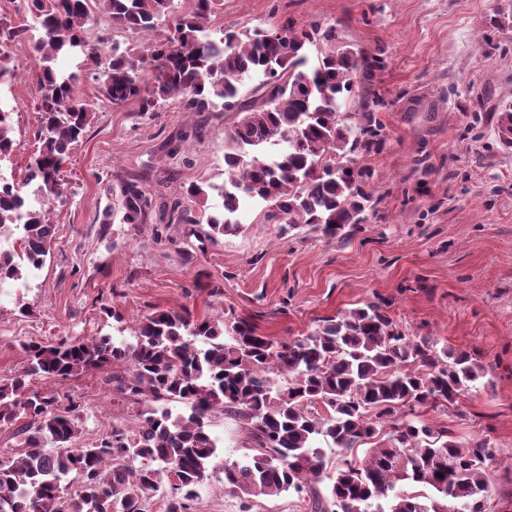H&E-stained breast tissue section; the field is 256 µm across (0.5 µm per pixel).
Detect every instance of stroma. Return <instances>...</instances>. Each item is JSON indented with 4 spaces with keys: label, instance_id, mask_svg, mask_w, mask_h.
<instances>
[{
    "label": "stroma",
    "instance_id": "1",
    "mask_svg": "<svg viewBox=\"0 0 512 512\" xmlns=\"http://www.w3.org/2000/svg\"><path fill=\"white\" fill-rule=\"evenodd\" d=\"M512 0H223L210 28L253 29L292 20L336 26L342 43L382 53L379 117L383 150L368 157L378 202L343 244L312 232L281 233L259 205H246L242 230L210 239L206 207L186 188L224 180V129L236 113L182 112L169 101L142 116L135 104L112 107L98 69L76 55L60 61L76 73L92 120L63 168L65 193L51 206L56 235L42 269L26 284H7L0 300V379L26 363L23 342L131 336L138 316L186 308L199 318L249 315L260 332L291 340L319 320L366 301L383 305L404 330L474 352L491 368V386L445 409L426 410L454 436L490 441L498 459L487 512H512V148L494 133L498 106L512 103V26L482 38ZM28 25L10 43L19 78L14 150L0 172L22 183L39 127L38 68L27 49L39 32L25 0H0V26ZM180 153L169 155V144ZM131 177L156 201L181 199L195 218L171 224L165 241L151 225L127 224L112 195ZM96 370L51 384L59 399L80 398V443L113 424L130 423L135 406L117 398ZM220 460L247 454L241 420L216 415ZM194 512H307L301 496L243 499L224 491L215 472Z\"/></svg>",
    "mask_w": 512,
    "mask_h": 512
}]
</instances>
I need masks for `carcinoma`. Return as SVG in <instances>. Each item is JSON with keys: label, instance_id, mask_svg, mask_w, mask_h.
Returning <instances> with one entry per match:
<instances>
[{"label": "carcinoma", "instance_id": "1", "mask_svg": "<svg viewBox=\"0 0 512 512\" xmlns=\"http://www.w3.org/2000/svg\"><path fill=\"white\" fill-rule=\"evenodd\" d=\"M93 2L135 34L156 32L167 17L169 35L142 51L90 43L83 33ZM218 2L190 0L176 13L173 0H29L42 30L33 45L42 122L26 178L37 202L8 187L0 193V284L40 269L55 236L45 204L63 194L60 172L91 109L75 76L53 63L77 52L103 67L104 96L117 108L135 101L145 114L177 98L184 112L222 105L239 113L224 130V181L186 189L202 202L213 193L224 200L222 216L209 220L211 238L240 231L248 202L266 205L267 219L288 232L307 227L339 243L367 221L373 171L357 159L385 144L376 90L381 51L337 42L334 26L293 21L214 37L208 25ZM253 79L249 100L241 87ZM496 127L512 148L511 103L498 109ZM12 129L0 109L5 155ZM118 196L126 224H147L155 210L160 222H195L178 200L156 205L136 180L122 182ZM22 348L24 371L0 379V428L15 425L22 436L15 454H0V512H140L165 480V512H191L219 456L210 432L218 411L245 421L255 442L251 453L224 461L226 493L293 491L308 497L310 512H448L450 504L486 512L497 464L491 444L461 441L422 415L477 388L486 366L466 349L405 332L377 302L293 340L261 333L250 317L227 323L183 309L141 315L130 340L61 338ZM104 368L112 369L113 391L140 409L133 426L116 423L109 436L78 446L82 403L72 397L61 408L31 381ZM171 402L184 410L173 412ZM384 431L385 442L363 460L347 458ZM323 442L342 456L330 475Z\"/></svg>", "mask_w": 512, "mask_h": 512}]
</instances>
